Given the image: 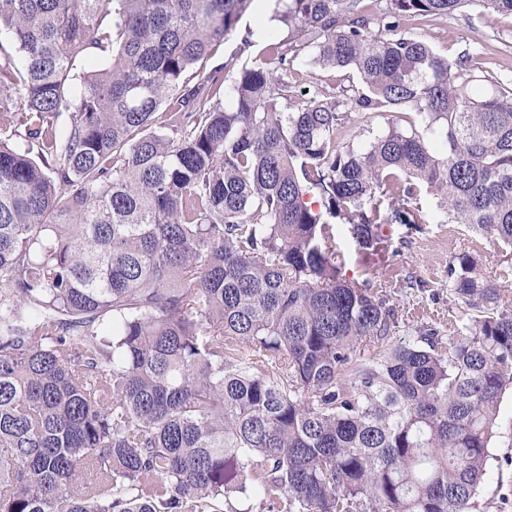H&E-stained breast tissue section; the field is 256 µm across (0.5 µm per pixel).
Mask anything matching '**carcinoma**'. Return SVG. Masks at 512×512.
<instances>
[{"mask_svg": "<svg viewBox=\"0 0 512 512\" xmlns=\"http://www.w3.org/2000/svg\"><path fill=\"white\" fill-rule=\"evenodd\" d=\"M251 2L0 0V512H482L512 299L459 255L461 331L389 345L392 296L340 276L329 220L378 255L425 187L512 248V88L400 29L512 0H390L377 33L362 0H287L227 108L254 41L203 66ZM306 49L361 83L300 88ZM405 108L425 131L336 145ZM256 49L250 48L248 51H246L238 60H236L235 65L233 66V69L227 73L225 76V82L220 87V89H217L216 97L217 99H220L221 102L224 105H229L231 102V98L229 95V87L231 84H233V81L235 77L237 76L238 70L242 68L245 64L250 65L253 61L255 55H256ZM382 113L383 114H377L378 116L372 118L368 126L366 125L367 123L363 121L364 118L353 115V120L336 133V145L340 147L349 144H353L354 146L361 145L373 137V134L369 135L363 129H368V127L373 128L374 134L387 130L388 122L391 121L389 120L391 119L390 115L401 116L398 124L404 129H410L411 125H415L416 127L420 126V118L414 112L405 111L403 114Z\"/></svg>", "mask_w": 512, "mask_h": 512, "instance_id": "cac0c4a2", "label": "carcinoma"}]
</instances>
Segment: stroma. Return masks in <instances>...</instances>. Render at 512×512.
Segmentation results:
<instances>
[{"label": "stroma", "instance_id": "1", "mask_svg": "<svg viewBox=\"0 0 512 512\" xmlns=\"http://www.w3.org/2000/svg\"><path fill=\"white\" fill-rule=\"evenodd\" d=\"M404 30L423 37L438 52L455 59L462 52L476 53L483 70L512 81V16L482 15L475 11L448 17L443 15L405 21ZM428 221L414 231L403 224H386L382 233L394 256L378 274H371V260L352 236L349 225L336 223L332 233L341 257V274L347 280L370 282L372 288L390 290L397 310V324L391 343L415 340L417 326L430 324L442 333L453 332L457 307L448 296V261L466 253L478 259L487 279L500 280L504 249L498 242L463 224L437 221L438 200L423 192L417 198ZM420 282V289L401 288L405 277ZM501 434L494 453L493 471L484 486L485 512H512V397L500 408Z\"/></svg>", "mask_w": 512, "mask_h": 512}]
</instances>
